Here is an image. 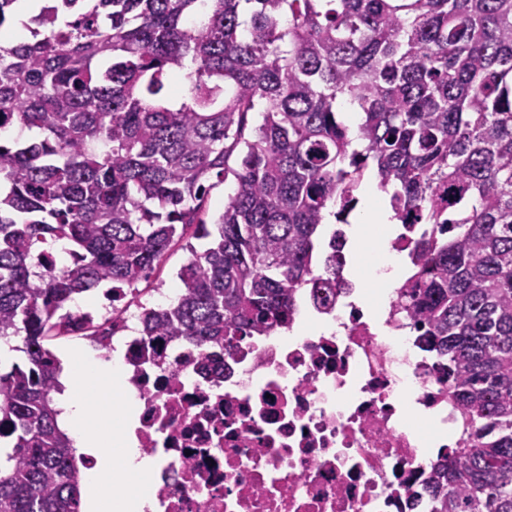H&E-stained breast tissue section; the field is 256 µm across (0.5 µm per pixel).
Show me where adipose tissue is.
Listing matches in <instances>:
<instances>
[{"instance_id":"ef3b65f1","label":"adipose tissue","mask_w":512,"mask_h":512,"mask_svg":"<svg viewBox=\"0 0 512 512\" xmlns=\"http://www.w3.org/2000/svg\"><path fill=\"white\" fill-rule=\"evenodd\" d=\"M363 197L362 208L351 228L352 238L371 232L384 238L396 235L398 228L390 208L383 204L385 194L376 177L368 178ZM68 376L74 387L61 399L62 417L76 446L96 459L95 467L85 474L89 489L85 508L87 512H123L127 497L142 490V479L151 471L153 461L134 448L124 434L111 432L100 437L90 425L91 419L100 414L98 386L111 382L122 385V369L119 363L92 360L80 354L72 357ZM116 484L121 485V493H113Z\"/></svg>"}]
</instances>
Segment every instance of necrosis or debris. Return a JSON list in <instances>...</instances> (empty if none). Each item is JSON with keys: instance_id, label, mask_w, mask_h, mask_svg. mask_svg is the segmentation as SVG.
<instances>
[{"instance_id": "obj_1", "label": "necrosis or debris", "mask_w": 512, "mask_h": 512, "mask_svg": "<svg viewBox=\"0 0 512 512\" xmlns=\"http://www.w3.org/2000/svg\"><path fill=\"white\" fill-rule=\"evenodd\" d=\"M355 291L344 277L321 309L301 291L294 323L210 358L140 336L111 290L73 311L68 340L135 394L112 408L155 460L142 512H430L439 455L466 444L452 381L398 294Z\"/></svg>"}]
</instances>
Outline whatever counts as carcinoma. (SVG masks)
I'll return each instance as SVG.
<instances>
[{"label": "carcinoma", "instance_id": "obj_1", "mask_svg": "<svg viewBox=\"0 0 512 512\" xmlns=\"http://www.w3.org/2000/svg\"><path fill=\"white\" fill-rule=\"evenodd\" d=\"M22 27L0 40V128L39 139L0 133V341L28 360L0 373V512H81L47 347L70 303L138 288L195 224L209 246L186 244L140 334L236 351L288 326L301 288L336 302L325 220L348 223L371 170L412 246L402 307L468 435L431 512H512V0H45ZM229 174L209 224L205 183Z\"/></svg>", "mask_w": 512, "mask_h": 512}]
</instances>
